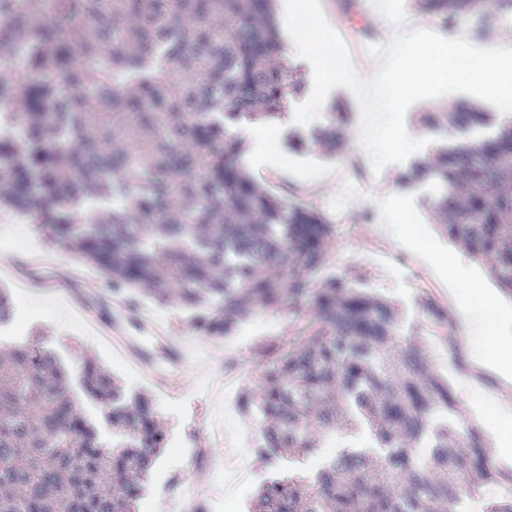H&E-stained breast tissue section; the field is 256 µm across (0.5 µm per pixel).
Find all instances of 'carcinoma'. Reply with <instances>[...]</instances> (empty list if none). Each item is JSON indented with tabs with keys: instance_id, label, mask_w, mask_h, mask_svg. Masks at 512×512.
<instances>
[{
	"instance_id": "carcinoma-1",
	"label": "carcinoma",
	"mask_w": 512,
	"mask_h": 512,
	"mask_svg": "<svg viewBox=\"0 0 512 512\" xmlns=\"http://www.w3.org/2000/svg\"><path fill=\"white\" fill-rule=\"evenodd\" d=\"M451 23L486 0H424ZM0 89L25 110L23 134L0 133V207L30 214L115 293L132 288L195 310L203 336L231 335L256 307L287 310L293 336L261 344L260 459L288 462L258 488L254 512H460L467 496L502 489L512 471L482 431L436 417L455 410L448 382L421 349L396 340L392 302L348 273L321 277L332 225L274 196L240 162L229 123L284 117L300 91L283 58L272 0H0ZM342 113L313 140L335 150ZM467 135L485 114L448 115ZM437 184L432 207L455 243L512 298V127L439 150L408 179ZM87 200L109 211L79 212ZM84 388L127 440L109 451L65 389L56 358L25 345L0 351V512H132L164 448L150 402L125 401L88 362ZM343 446L308 471L318 434Z\"/></svg>"
}]
</instances>
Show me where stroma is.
<instances>
[{
  "mask_svg": "<svg viewBox=\"0 0 512 512\" xmlns=\"http://www.w3.org/2000/svg\"><path fill=\"white\" fill-rule=\"evenodd\" d=\"M321 5L350 52L361 60L368 56V45L382 41L376 21L380 15L401 29L424 27L441 34L462 32L478 39L512 42V21H505L497 8L479 18L461 17L447 27L423 8L421 0H355V21L351 24L344 22L338 0H321ZM462 102L486 113L487 123L480 128V135L497 132L501 126L499 110L474 96L454 93L417 102L406 115L407 131L415 138H430V145L403 163L385 166L378 175L358 141L346 139L342 151L331 156L313 142L308 129L290 120L271 127L256 123L257 142L272 138L276 144L261 154L246 149L240 160L275 193H293L335 218L326 274L352 269L359 275L362 288L394 303L400 338L423 349L434 368L447 377L459 416L472 422L483 417V390L496 389L499 381L488 372L473 373L459 351L461 323L456 311L449 310L444 325L427 312L430 300L447 307L448 290L440 284L436 269L416 255L412 236L424 234L438 258L462 263L479 273L484 267L448 239L431 208L433 182L426 178L411 183L404 180L416 164L459 140L452 128H429L425 113H437ZM336 167L341 170L338 187L319 186L323 173ZM2 258L9 260L10 266L7 274H0V286L12 291L18 282H26L30 304L41 311L37 318L15 315L10 325L20 333L17 341L56 356L84 414L97 425L104 440L114 438L104 408L83 394L80 386L86 360L105 368L129 398L151 399L169 445L145 478L134 512H167L168 499L178 497L188 487L193 488V497L204 505L205 512H251L265 466L255 447L237 444L235 437L245 429L259 430L260 425L240 407H227L226 401L239 399L246 386L255 383L258 345L290 335L293 317L284 311L259 309L242 320L232 335H199L192 327V310L144 297L131 305L116 301L97 268L48 242L26 217L0 209ZM103 310L125 322L128 335L139 339L160 371L169 369L167 346L155 338L153 327L189 340L190 358L174 374L168 388L151 386L112 345L93 335L89 322ZM218 417L224 420L227 437L220 447L214 444L211 429ZM209 456L221 457L222 467H193V459Z\"/></svg>",
  "mask_w": 512,
  "mask_h": 512,
  "instance_id": "obj_1",
  "label": "stroma"
}]
</instances>
